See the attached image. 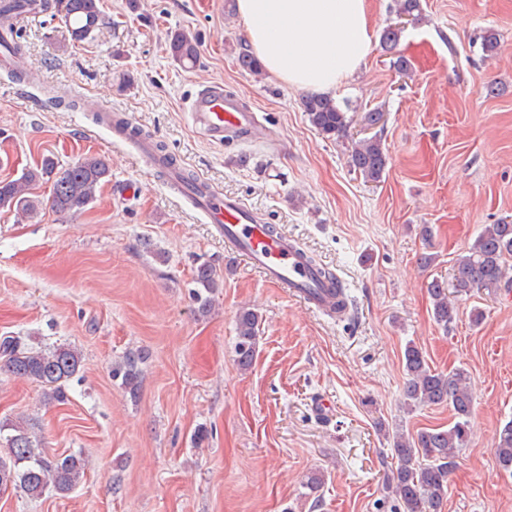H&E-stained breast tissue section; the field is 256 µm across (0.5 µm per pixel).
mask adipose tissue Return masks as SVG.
<instances>
[{
	"instance_id": "1",
	"label": "adipose tissue",
	"mask_w": 512,
	"mask_h": 512,
	"mask_svg": "<svg viewBox=\"0 0 512 512\" xmlns=\"http://www.w3.org/2000/svg\"><path fill=\"white\" fill-rule=\"evenodd\" d=\"M235 12L263 69L309 93L335 92L373 41L367 0H235Z\"/></svg>"
}]
</instances>
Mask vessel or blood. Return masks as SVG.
I'll return each mask as SVG.
<instances>
[{"label": "vessel or blood", "mask_w": 512, "mask_h": 512, "mask_svg": "<svg viewBox=\"0 0 512 512\" xmlns=\"http://www.w3.org/2000/svg\"><path fill=\"white\" fill-rule=\"evenodd\" d=\"M187 110L194 126L211 141L225 144L256 138L261 125L255 112L242 107L223 84H211L198 92ZM174 190L190 197L192 207L207 215L224 237V246L243 257L261 276L300 298L314 313L333 315L336 293L295 249L288 236L257 220L237 197L224 194L209 180L195 178L185 184L182 172L170 176Z\"/></svg>", "instance_id": "b4317fda"}]
</instances>
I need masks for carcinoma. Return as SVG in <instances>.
Wrapping results in <instances>:
<instances>
[{"instance_id":"1","label":"carcinoma","mask_w":512,"mask_h":512,"mask_svg":"<svg viewBox=\"0 0 512 512\" xmlns=\"http://www.w3.org/2000/svg\"><path fill=\"white\" fill-rule=\"evenodd\" d=\"M26 8V0H0V24L10 27ZM396 15L417 21L423 16L421 0H396ZM64 17L76 42L98 35L102 29L99 0H64ZM169 51L180 64L194 62L196 41L176 31L170 35ZM240 69L257 75L261 66L246 47H239L236 58ZM303 112L312 127L324 138L339 140L347 136L350 118L329 95L309 93L301 100ZM349 163L366 183H379L387 172L390 154L378 135L363 138L352 146ZM110 175L108 163L97 156H86L60 170L50 156L23 171L16 179L0 180V209L18 214L36 212L42 201L35 190L51 184V207L60 213L76 214L95 201L97 188ZM512 258V222L486 224L467 254L456 261L454 291L435 279L428 283L433 319L443 330L455 322L458 298L475 290L495 294L512 289L507 260ZM193 281L192 296L198 310L207 313L219 288L216 270L199 265ZM259 317L242 309L236 316L234 353L237 364L248 369L257 353ZM82 367L81 354L65 345L34 347L22 336H0V369L10 375L31 380L43 388L47 401L66 398L65 385ZM406 380L401 392L402 405L417 407L446 406L451 412L448 428H424L414 434L397 429L387 436L395 457V466L384 480L386 499L394 502L395 512H441L448 497V480L456 467L459 452L469 442L472 428L473 393L470 376L463 369L448 373L431 369L419 348L409 345L404 353ZM141 370L138 358L126 355L112 366V377L131 396L139 389ZM9 434H4L5 430ZM0 491L13 490L28 498L41 497L51 488L60 495L70 493L82 480L85 459L79 454L49 456L27 424L0 426ZM495 456L499 468L512 471V420L499 428L495 438Z\"/></svg>"}]
</instances>
